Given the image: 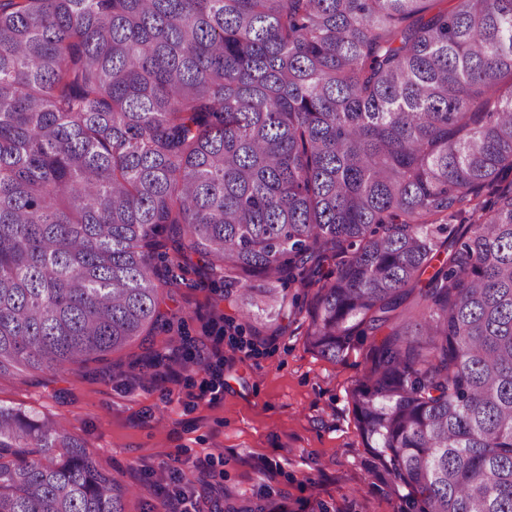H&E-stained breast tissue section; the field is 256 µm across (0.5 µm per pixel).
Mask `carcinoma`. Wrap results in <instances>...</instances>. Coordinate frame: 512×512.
<instances>
[{
  "instance_id": "obj_1",
  "label": "carcinoma",
  "mask_w": 512,
  "mask_h": 512,
  "mask_svg": "<svg viewBox=\"0 0 512 512\" xmlns=\"http://www.w3.org/2000/svg\"><path fill=\"white\" fill-rule=\"evenodd\" d=\"M436 2L0 0V378L170 325L194 257L249 320L314 287L401 512H512V0ZM128 493L0 404V512Z\"/></svg>"
}]
</instances>
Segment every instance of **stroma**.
<instances>
[{"mask_svg": "<svg viewBox=\"0 0 512 512\" xmlns=\"http://www.w3.org/2000/svg\"><path fill=\"white\" fill-rule=\"evenodd\" d=\"M180 276L170 331L60 373L2 378L0 403L60 419L133 488L126 512H157L176 470L199 512H399L398 492L369 469L350 400L365 350L334 363L306 344L311 290L298 289L303 313L281 333L257 336L223 301L222 280L195 266Z\"/></svg>", "mask_w": 512, "mask_h": 512, "instance_id": "obj_1", "label": "stroma"}]
</instances>
